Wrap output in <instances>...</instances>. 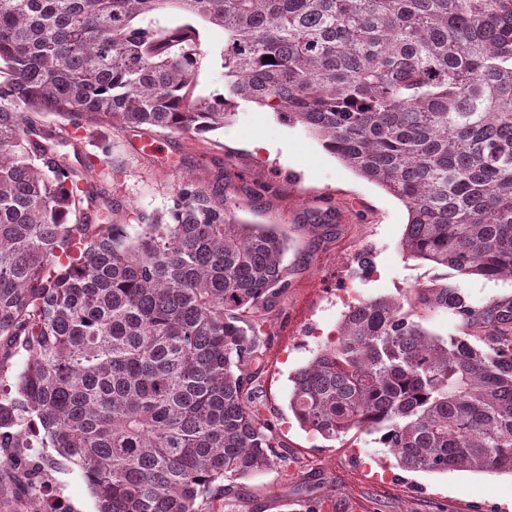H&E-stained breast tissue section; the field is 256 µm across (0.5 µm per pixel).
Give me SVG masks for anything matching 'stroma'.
I'll list each match as a JSON object with an SVG mask.
<instances>
[{
  "instance_id": "obj_1",
  "label": "stroma",
  "mask_w": 512,
  "mask_h": 512,
  "mask_svg": "<svg viewBox=\"0 0 512 512\" xmlns=\"http://www.w3.org/2000/svg\"><path fill=\"white\" fill-rule=\"evenodd\" d=\"M206 53L197 94L223 92L220 54L224 32L203 27ZM153 149H144V141ZM82 146L108 163L93 176L105 199L116 201L123 221L167 207L184 178H224V195L238 220L274 226L288 237V286L264 314V345L252 364L255 401L274 427L280 460L237 480L233 495L247 512H293L324 497L338 512H512V476L467 470L444 474L399 468L373 434L353 430L325 439L305 428L288 406L291 376L331 346L347 307L339 290L357 288L362 299L399 298L412 288L457 281L470 300L484 304L512 297V279L457 276L452 269L406 259L401 240L408 214L403 203L359 176L303 127L280 121L257 105H244L223 129L204 139L174 130L87 127ZM38 470L0 469V483L48 485L62 512H97L80 471L54 448L36 449Z\"/></svg>"
}]
</instances>
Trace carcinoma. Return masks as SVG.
Returning a JSON list of instances; mask_svg holds the SVG:
<instances>
[{
    "instance_id": "1",
    "label": "carcinoma",
    "mask_w": 512,
    "mask_h": 512,
    "mask_svg": "<svg viewBox=\"0 0 512 512\" xmlns=\"http://www.w3.org/2000/svg\"><path fill=\"white\" fill-rule=\"evenodd\" d=\"M168 6L190 22L155 26ZM197 21L224 30L222 94H195ZM249 103L398 198L407 257L512 278V0H0V366L26 355L0 448L50 444L98 512H239L230 483L274 464L249 366L288 243L235 218L221 175L129 232L76 131L198 138ZM418 300L457 333L364 300L291 411L326 439L378 434L408 471L512 475V297L448 281ZM405 310L414 314L412 318L420 321L423 327L433 334L448 336L456 332L455 320L446 311L426 312L419 308H408L407 304Z\"/></svg>"
}]
</instances>
